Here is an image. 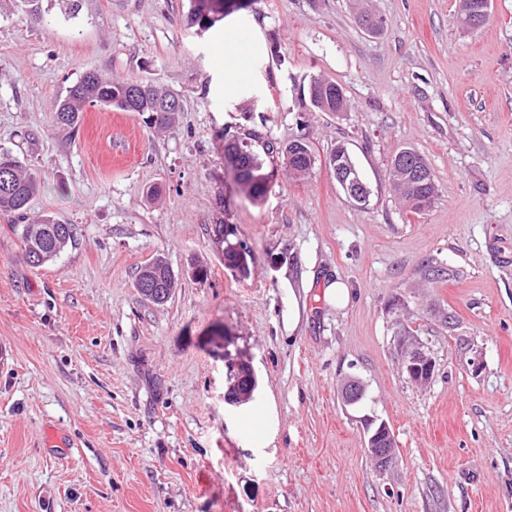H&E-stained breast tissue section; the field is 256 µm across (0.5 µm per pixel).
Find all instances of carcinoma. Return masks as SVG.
Masks as SVG:
<instances>
[{
    "instance_id": "cac0c4a2",
    "label": "carcinoma",
    "mask_w": 512,
    "mask_h": 512,
    "mask_svg": "<svg viewBox=\"0 0 512 512\" xmlns=\"http://www.w3.org/2000/svg\"><path fill=\"white\" fill-rule=\"evenodd\" d=\"M251 0H237L235 8L226 5V0H194V6L187 15L188 25L200 30L210 29L223 20L224 15L235 10L249 8ZM92 105L115 108L123 112H146L151 124L158 130L173 127L178 114L182 111L180 99L175 94L159 88L153 83L135 79H104L89 72L80 81L67 90V94L51 105L56 125L69 132H74L81 120L82 112ZM314 107L321 112H334L347 108V101L336 95H321ZM283 164L295 178L307 177L313 166H302L295 161V156L314 157L311 146L303 140L289 143L283 150ZM224 160L238 169L240 192L255 200L263 199L270 191L274 173L264 167V161L245 140L224 143ZM387 178L394 191L409 211L418 213L428 208L437 193L436 183L396 181L392 171H387ZM36 191V183L17 157L8 151L0 153V212L14 213L24 217ZM13 231L19 236L24 246L27 263L41 267L63 253L75 242L76 228L73 224H62L51 219H42L32 224H15ZM217 240L224 244V263L242 276L249 273L250 252L240 244L229 239L224 225L218 224L214 229ZM135 286L138 293H150L151 302L163 304L168 301L176 288L175 275L169 264L161 257H156L140 267Z\"/></svg>"
}]
</instances>
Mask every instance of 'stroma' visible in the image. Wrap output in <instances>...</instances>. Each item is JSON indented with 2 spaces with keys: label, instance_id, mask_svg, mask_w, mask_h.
<instances>
[{
  "label": "stroma",
  "instance_id": "stroma-1",
  "mask_svg": "<svg viewBox=\"0 0 512 512\" xmlns=\"http://www.w3.org/2000/svg\"><path fill=\"white\" fill-rule=\"evenodd\" d=\"M254 0L201 32L190 0H0V151L38 190L27 217L77 228L54 262L27 264L0 213V512H512V0L464 29L458 0ZM256 33L248 77L224 92L226 24ZM179 95V124L88 107L75 133L49 109L84 73ZM348 107L320 112L312 78ZM305 140L310 176L281 158L271 191L236 192L222 137ZM344 144L370 202L346 199L328 160ZM425 154L438 195L405 209L386 171ZM251 251L224 265L213 227ZM177 286L161 306L134 286L156 256ZM453 270L429 281L425 265ZM349 287L345 307L324 286ZM298 303L295 331L284 325ZM430 349L420 388L399 367L393 304ZM448 311L451 323L428 315ZM480 358L473 369L472 358ZM250 365L249 404L225 403L228 362ZM361 378L365 400L340 398ZM397 460H370L363 417ZM67 445L51 448L48 430Z\"/></svg>",
  "mask_w": 512,
  "mask_h": 512
}]
</instances>
